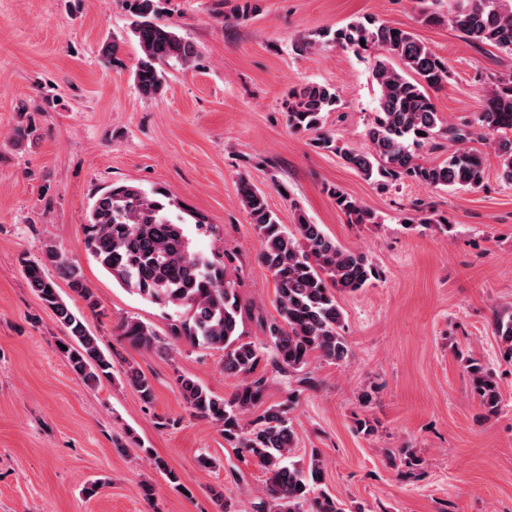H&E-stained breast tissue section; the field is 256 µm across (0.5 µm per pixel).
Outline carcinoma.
<instances>
[{
    "label": "carcinoma",
    "mask_w": 512,
    "mask_h": 512,
    "mask_svg": "<svg viewBox=\"0 0 512 512\" xmlns=\"http://www.w3.org/2000/svg\"><path fill=\"white\" fill-rule=\"evenodd\" d=\"M125 2L132 17L131 33L141 51L134 83L142 95L155 97L164 87V67L193 62L198 49L173 26L159 22V0ZM431 20H446L473 44L512 55V0H457L448 16L433 14ZM324 38L325 43L342 48L382 52L372 69L379 96L366 132L369 148H346L321 133L327 114L338 103L335 88L327 84L308 83L291 92L287 104L291 127L317 134V146L340 156L382 190L405 179L434 190L478 188L484 182L486 164L468 143L492 136L500 178L512 184L511 71L486 82L478 126L446 125L430 91L448 82V63L412 33L370 21L328 31ZM440 139L457 148L437 164L417 162V150L427 145L438 149ZM237 192L260 241L259 261L275 285L277 316L264 323L260 341H246L240 331L244 308L228 269L231 254L224 253L226 264L220 265L194 252L183 223L170 215L171 202L163 191L148 192L135 183L104 188L86 215V249L121 287L174 309L173 342L224 351V374L238 380L230 396H216L184 375L177 377V383L192 412L221 427L224 440L264 470L267 479L258 512H346L340 500L320 489L322 460L317 453H311L305 465L292 460L297 442L289 412L297 396L291 393L283 402L264 405L266 383L256 370L264 360L277 372L309 384L312 378L306 368L312 360L348 359L351 349L337 294L364 288L379 277V269L365 253L338 245L322 225L302 214L293 229H287L248 179H240ZM327 192L349 223H375L374 214L341 189L330 187ZM417 212L413 221L448 231V218L434 217L423 204ZM49 266L90 310L99 307L98 299L87 287L80 266L52 242L44 244L38 261L24 267L29 287L66 331L60 344L67 347L62 355L71 372L86 385L96 386L112 377V359L84 318L60 295L55 280L46 273ZM493 328L504 358L512 361V303L495 308ZM118 329L140 349L160 347L156 331L137 319L122 320ZM463 367L484 415L497 414L501 392L496 375L470 357L464 359ZM124 375L143 403L154 401L152 380L143 371L130 366Z\"/></svg>",
    "instance_id": "1"
}]
</instances>
